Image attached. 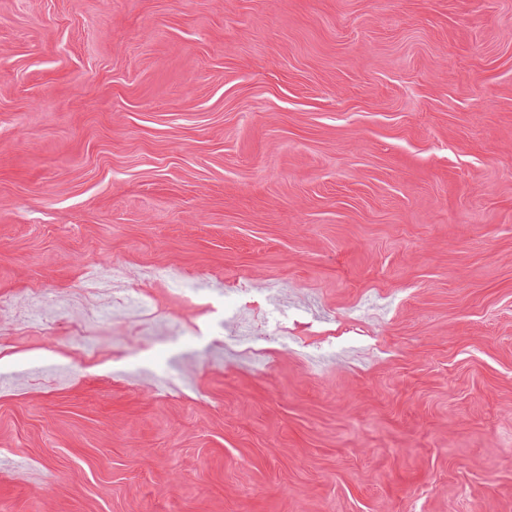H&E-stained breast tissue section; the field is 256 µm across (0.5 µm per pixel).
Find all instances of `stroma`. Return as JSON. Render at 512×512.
Listing matches in <instances>:
<instances>
[{
  "label": "stroma",
  "mask_w": 512,
  "mask_h": 512,
  "mask_svg": "<svg viewBox=\"0 0 512 512\" xmlns=\"http://www.w3.org/2000/svg\"><path fill=\"white\" fill-rule=\"evenodd\" d=\"M0 512H512V0H0ZM127 277L126 271L122 267L102 266L97 272L91 273L85 282V290L88 292H98L105 285L121 286ZM148 282L161 283L171 285L175 288L181 289V298L187 306L196 307L198 303L194 302L197 299V289L200 288L198 283H189L182 274L171 267H155L147 272ZM184 288H188V291ZM266 289L256 292L253 288H247L246 286L228 288L224 293L236 295L239 299V309L232 316H226L224 314V323L231 325L235 329V334L238 336H227L230 341L242 342L246 339L252 340L251 344L247 347L248 350L253 351L254 354L260 355L264 353L265 348L261 341L269 340V338L276 337L282 344L288 347V340L295 342L301 340L303 347L307 350L312 348H318L322 345L308 344L306 341H302L304 336L309 334V329L306 323L294 321L290 327H288V316L287 321L276 320L274 323L269 324L266 322V336H249L252 334L251 326L244 327L242 320H244L243 314L247 310H262L265 312L266 308L270 303V292L272 288H277L275 285H268ZM245 328V329H242Z\"/></svg>",
  "instance_id": "35a3bbf8"
}]
</instances>
